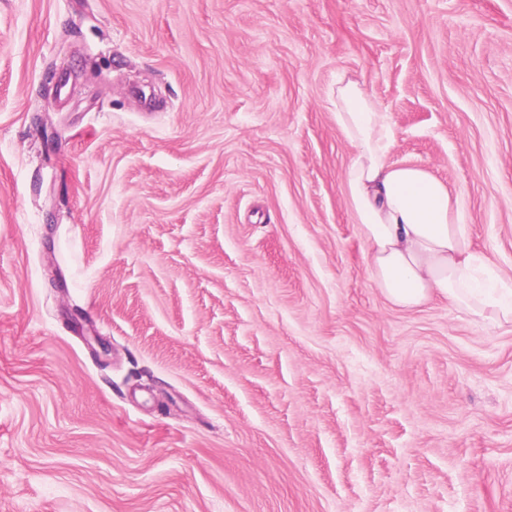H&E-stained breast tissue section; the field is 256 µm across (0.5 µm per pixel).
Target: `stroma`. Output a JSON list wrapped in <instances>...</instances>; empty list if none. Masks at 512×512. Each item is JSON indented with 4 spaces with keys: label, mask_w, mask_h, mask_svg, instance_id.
<instances>
[{
    "label": "stroma",
    "mask_w": 512,
    "mask_h": 512,
    "mask_svg": "<svg viewBox=\"0 0 512 512\" xmlns=\"http://www.w3.org/2000/svg\"><path fill=\"white\" fill-rule=\"evenodd\" d=\"M341 78L512 279V0H0V512H512V324L375 288Z\"/></svg>",
    "instance_id": "stroma-1"
}]
</instances>
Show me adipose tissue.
Instances as JSON below:
<instances>
[{
    "instance_id": "obj_1",
    "label": "adipose tissue",
    "mask_w": 512,
    "mask_h": 512,
    "mask_svg": "<svg viewBox=\"0 0 512 512\" xmlns=\"http://www.w3.org/2000/svg\"><path fill=\"white\" fill-rule=\"evenodd\" d=\"M334 116L355 149L344 185L370 280L386 300L414 309L441 299L512 323V283L475 252L460 195L427 169L390 162V116L358 83L337 86Z\"/></svg>"
}]
</instances>
